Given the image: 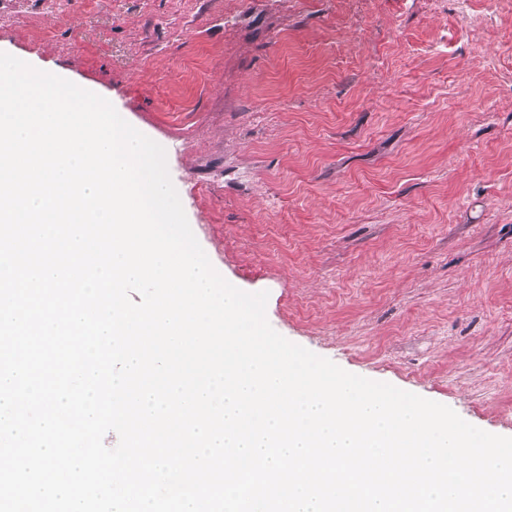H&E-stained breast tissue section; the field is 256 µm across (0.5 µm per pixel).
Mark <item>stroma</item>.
<instances>
[{
	"instance_id": "35a3bbf8",
	"label": "stroma",
	"mask_w": 512,
	"mask_h": 512,
	"mask_svg": "<svg viewBox=\"0 0 512 512\" xmlns=\"http://www.w3.org/2000/svg\"><path fill=\"white\" fill-rule=\"evenodd\" d=\"M0 52L164 148L279 334L512 437V0H0Z\"/></svg>"
}]
</instances>
